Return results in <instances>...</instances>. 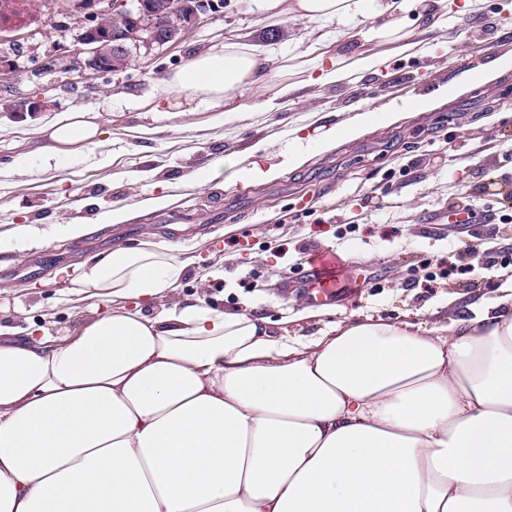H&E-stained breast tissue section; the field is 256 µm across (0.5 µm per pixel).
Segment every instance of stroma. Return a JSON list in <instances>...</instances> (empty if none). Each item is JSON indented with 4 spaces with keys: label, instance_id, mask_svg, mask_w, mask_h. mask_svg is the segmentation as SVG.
<instances>
[{
    "label": "stroma",
    "instance_id": "stroma-1",
    "mask_svg": "<svg viewBox=\"0 0 512 512\" xmlns=\"http://www.w3.org/2000/svg\"><path fill=\"white\" fill-rule=\"evenodd\" d=\"M36 24L6 30L0 65L13 67L0 102V233L22 236L23 250L0 253V327L57 339L76 333L112 305L81 287L86 269L112 249L167 252L185 266L175 291L142 301L148 315L175 304L268 319L277 336H312L331 325L373 318L409 322L422 334L491 303L512 286V223L484 205L485 188L512 178V0H438L437 21L407 14L400 32L358 14L308 22L270 17L261 0H223L218 12L176 41L137 49L121 73L58 84L46 71L70 56L91 16H69L28 0ZM227 44L250 47L266 77L240 112L170 86L190 58ZM372 67H365V59ZM347 76L319 79L329 65ZM494 80L465 86L474 71ZM420 96L425 111L408 108ZM280 98V109L259 110ZM395 113L326 151L309 138L365 111ZM63 111L98 123V146L74 145L64 163L34 155L42 127ZM305 162L289 167V152ZM277 169L275 179L242 182L229 160ZM166 196L168 206H149ZM481 222L458 224L464 206ZM126 210L121 224L102 215ZM57 224H86L78 239L52 235ZM465 251L462 272L424 287L426 262ZM317 252L338 257L356 299L310 303L303 292Z\"/></svg>",
    "mask_w": 512,
    "mask_h": 512
}]
</instances>
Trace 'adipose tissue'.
Segmentation results:
<instances>
[{
  "mask_svg": "<svg viewBox=\"0 0 512 512\" xmlns=\"http://www.w3.org/2000/svg\"><path fill=\"white\" fill-rule=\"evenodd\" d=\"M314 21L358 9L395 28L409 0H265ZM250 51L171 79L241 111ZM36 155L97 127L65 112ZM185 267L118 248L85 287L116 305L64 339L0 328V512H512V294L425 336L384 321L273 336L197 304L150 317Z\"/></svg>",
  "mask_w": 512,
  "mask_h": 512,
  "instance_id": "1",
  "label": "adipose tissue"
}]
</instances>
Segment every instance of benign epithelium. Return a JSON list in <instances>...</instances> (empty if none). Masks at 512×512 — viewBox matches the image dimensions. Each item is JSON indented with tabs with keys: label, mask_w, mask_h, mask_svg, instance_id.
<instances>
[{
	"label": "benign epithelium",
	"mask_w": 512,
	"mask_h": 512,
	"mask_svg": "<svg viewBox=\"0 0 512 512\" xmlns=\"http://www.w3.org/2000/svg\"><path fill=\"white\" fill-rule=\"evenodd\" d=\"M215 0H196L188 13L175 11L168 18V29L157 25L155 9L146 0H111L105 15L112 18L107 38L89 31L77 35L80 48L74 56L49 67L59 83H68L74 76L92 77L123 71L112 65V59L131 61L134 50L142 44L163 46L174 41L184 28L215 12Z\"/></svg>",
	"instance_id": "obj_1"
}]
</instances>
